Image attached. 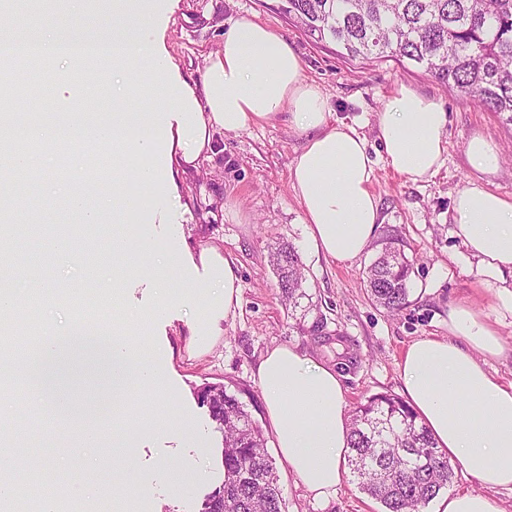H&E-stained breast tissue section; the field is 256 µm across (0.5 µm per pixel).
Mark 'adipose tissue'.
Returning a JSON list of instances; mask_svg holds the SVG:
<instances>
[{
  "instance_id": "1",
  "label": "adipose tissue",
  "mask_w": 512,
  "mask_h": 512,
  "mask_svg": "<svg viewBox=\"0 0 512 512\" xmlns=\"http://www.w3.org/2000/svg\"><path fill=\"white\" fill-rule=\"evenodd\" d=\"M96 10L86 14L87 32L74 37L44 32L32 22V36H0V55L15 51L41 53L67 62L91 53L111 54L123 80L115 96L130 103L144 84L141 61L151 63L150 88L161 90V118L139 123L128 113L89 125L67 115L53 119L0 120V133L20 129L30 141H52L63 133L80 137L85 146H125L124 176L101 182L76 180L66 197L87 222L100 209L89 196L147 216L152 201L165 193L175 171L199 168L212 151L215 131L237 133L249 126L286 118L305 136L290 176L302 206L310 245L335 261L364 254L379 222L378 200L371 185L373 161L368 143L345 122H331L330 105L321 88L302 74L296 52L280 34L249 16H239L211 52L200 79L186 80L168 53L167 10L151 11L146 0H76ZM111 12V35L98 34L100 13ZM448 114L433 98L402 85L377 115L379 140L387 163L408 180L433 176L444 159ZM454 233L485 275L512 273V199L470 182L453 201ZM177 273L201 265L196 283L203 303L206 335H219L222 320L240 305L239 277L233 259L212 245L199 255L168 254ZM46 348L16 351L0 359V380L22 373L27 389L53 397L71 422L82 415L65 381L74 371L104 372L123 390L138 379L158 381L142 345L129 336L61 322L48 331ZM504 345L493 323L473 303L448 313L446 338L421 337L407 347L400 376L409 405L430 431L440 450L476 481L480 492L444 499L437 512H504L492 490L512 491V382L503 383L485 367V357L501 355ZM274 445L315 499L328 500L343 482L349 451L345 392L336 368L298 348L277 346L257 367Z\"/></svg>"
}]
</instances>
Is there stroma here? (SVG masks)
Here are the masks:
<instances>
[{
	"label": "stroma",
	"mask_w": 512,
	"mask_h": 512,
	"mask_svg": "<svg viewBox=\"0 0 512 512\" xmlns=\"http://www.w3.org/2000/svg\"><path fill=\"white\" fill-rule=\"evenodd\" d=\"M278 4L279 0H179L166 31V46L183 75L196 80L234 18L249 15L278 31L298 54L304 77L327 95L333 119L351 124L366 138L382 222L370 249L352 261L336 262L310 248L290 177L304 139L287 122L274 120L238 133L216 132L210 160L198 170L176 174L175 192L156 206L157 220L149 227L129 215L88 225L79 212L68 213L67 223L82 228L81 252L95 254L100 261L63 265L50 250L54 229L33 228L27 217L86 169L89 156L75 146L63 157L52 149L41 152L46 175L16 182L14 227L5 244L10 254L40 258L18 279L19 288L35 281L49 288L78 289L90 280L111 287L116 266L103 257L120 238L138 245L130 258L136 272L165 285L171 279L159 262L161 253L221 246L235 261L241 288L235 316L223 322L222 335L213 337L203 352L193 342L199 326L197 306H183L177 318H170L157 292L141 285L128 289L111 307L118 329L142 325L144 348L164 371L160 388L137 386L115 400L117 414L128 420L129 456L116 460L99 449L82 447L76 426L58 420L51 402L31 397L22 384L0 396V419L45 442L22 454L17 440L9 441L11 479L25 482L37 474L61 486L69 512H198L213 483L223 476L217 456L223 437L199 404L197 391L208 384H224L261 427H268L256 370L261 357L278 345L299 348L336 366L347 406L353 409L376 393L403 396L399 363L409 343L422 336H447L449 308L475 301L497 321L505 345L502 355L488 358L487 368L502 382H512V318L503 317L492 297L480 296L483 275L455 236L452 222L453 200L469 182L512 198V126L419 69L393 59L368 65L344 60L334 45L306 37L279 12ZM41 13L55 29L68 33L84 22L70 6L51 11L45 0H32L21 13L1 17L0 29L18 31V15ZM115 76L110 69L99 73L88 102H66L54 95L33 104L22 102L18 109L25 112L33 106L48 114L119 111L121 105L112 93ZM402 84L437 100L448 114L444 163L423 182H411L392 170L378 140L377 114ZM475 135L498 145L502 161L497 173L480 174L470 167L465 146ZM389 240L414 262L408 303L396 314L377 306L365 286L367 267ZM282 243L295 247L305 274L307 296L293 306L282 301L270 262L271 251ZM77 313V306L69 303L46 306L36 318L26 320L20 344L38 346L46 328ZM340 345L347 350L349 363L337 364ZM274 466L287 512H383L353 477H346L335 497L324 504L311 498L282 461ZM175 470L192 477L190 494L173 489ZM91 472L102 478L95 491L85 483Z\"/></svg>",
	"instance_id": "1"
}]
</instances>
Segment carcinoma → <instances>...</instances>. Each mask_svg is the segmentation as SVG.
<instances>
[{
    "label": "carcinoma",
    "instance_id": "obj_1",
    "mask_svg": "<svg viewBox=\"0 0 512 512\" xmlns=\"http://www.w3.org/2000/svg\"><path fill=\"white\" fill-rule=\"evenodd\" d=\"M280 11L339 55L369 64L384 58L421 68L457 95L477 101L512 124V0H281ZM38 67L32 59L0 61V114L24 98H46L47 83L17 79ZM282 296H306L295 248L271 254ZM413 264L387 242L365 272L370 297L390 313L408 302ZM207 408L224 433L226 479L216 494L224 512H285L267 438L251 412L227 389L207 388ZM348 463L357 484L384 512H420L448 487L453 469L401 398L376 394L350 419Z\"/></svg>",
    "mask_w": 512,
    "mask_h": 512
}]
</instances>
